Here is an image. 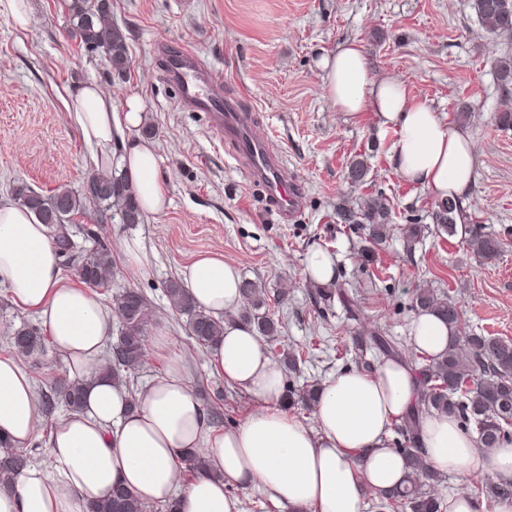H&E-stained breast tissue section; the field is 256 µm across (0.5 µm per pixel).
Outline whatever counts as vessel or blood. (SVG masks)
Returning <instances> with one entry per match:
<instances>
[{
  "instance_id": "vessel-or-blood-1",
  "label": "vessel or blood",
  "mask_w": 512,
  "mask_h": 512,
  "mask_svg": "<svg viewBox=\"0 0 512 512\" xmlns=\"http://www.w3.org/2000/svg\"><path fill=\"white\" fill-rule=\"evenodd\" d=\"M163 56L164 72L176 88L179 104L193 112L208 113L212 127L226 142L237 146L242 164L264 187L281 221H295L300 208L298 183L267 139L256 134L251 113L225 93L223 78L194 51L180 47L164 51Z\"/></svg>"
}]
</instances>
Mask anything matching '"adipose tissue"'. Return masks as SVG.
<instances>
[{"label": "adipose tissue", "mask_w": 512, "mask_h": 512, "mask_svg": "<svg viewBox=\"0 0 512 512\" xmlns=\"http://www.w3.org/2000/svg\"><path fill=\"white\" fill-rule=\"evenodd\" d=\"M320 71L336 112L351 119L373 114L379 135L391 137L390 160L406 180L441 199L466 197L475 158L464 129L409 97L396 79L375 74L360 41L323 55ZM66 110L106 170L116 136L139 130L144 119L139 97L118 108L95 84L77 88ZM121 169L141 212L160 213L168 191L152 144L129 141ZM60 262L54 231L26 209L0 202V283L17 305L39 315L67 362L68 379L85 383L82 408L58 419L50 432L52 469H24L11 490L0 491V512H86L88 503L109 497L116 485L149 504L177 501L180 512H241L229 489L253 484L292 512H361L368 495L411 477V467L391 445L417 399L418 378L406 361L387 358L371 373L352 368L331 376L320 386L316 425L306 426L282 408L279 364L252 329L230 319L244 304L238 266L220 254L200 255L180 279L199 307L227 318L223 340L209 350L211 364L261 403L241 425L216 433L190 389L183 356H168L164 373L137 397L113 382L103 362L112 309L99 294L63 276ZM457 334L423 311L411 324L408 344L438 357ZM42 423L22 354L0 358V438L24 448ZM420 439L423 458L435 471L464 477L479 469L512 480V443L479 452L455 416L425 417ZM198 448L216 473L184 481L183 459Z\"/></svg>", "instance_id": "1"}]
</instances>
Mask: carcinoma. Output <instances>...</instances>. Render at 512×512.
Masks as SVG:
<instances>
[{
    "label": "carcinoma",
    "instance_id": "obj_1",
    "mask_svg": "<svg viewBox=\"0 0 512 512\" xmlns=\"http://www.w3.org/2000/svg\"><path fill=\"white\" fill-rule=\"evenodd\" d=\"M479 21L491 32L512 33V0H472ZM70 22L77 32L82 46L88 51L104 49L110 65L117 75H122L129 66L126 44L119 29L112 28L111 0H96L87 5L86 0H72L69 5ZM369 171L363 160L349 164L347 179L350 183H362ZM14 202L30 212L41 224L57 229L60 224H70L78 214L86 212V204L95 203L99 212H117L124 224L143 223V214L136 205L134 195L123 173L116 170L105 173L91 170L82 184L73 189L66 185L58 187L52 194L43 195L25 186L14 188ZM341 218L350 224H362L366 231L364 257L374 256L375 246L385 241L394 231L389 224V210L385 203L371 201L359 212L347 210ZM434 230L455 236L466 234L465 242L472 255L483 261L496 258L501 251V242L493 233L484 231L483 225L469 223V216L459 203L445 198L435 203L431 212ZM112 267V258L104 248L86 252L73 265L75 278L89 288L103 286L100 274ZM166 295L181 314L188 317L190 336L202 348H209L224 336V319L215 318L198 307L182 284L168 281ZM243 293L251 301L252 312L243 319L254 326L259 336L274 343L280 335L281 323L273 315L262 311L268 306L264 294L251 281H243ZM414 307L418 311L430 310L448 323L458 326L463 321V312L448 296L433 288H417ZM112 309L118 312L122 322L117 340L111 344L109 372L120 378V372L137 366L145 353L147 334L152 321L148 300L135 288H127L113 298ZM11 343L27 352L43 348L45 337L35 327L23 325L12 333ZM425 362L419 390V402L400 424L399 431L405 433L404 443L396 447L424 476L413 477L409 485L396 488L383 495L375 508L388 512H443V500L424 489L422 478L439 479L434 472L424 468L422 449L417 442V424L422 415L430 413L453 414L461 422L475 423L478 431L477 448L489 452L512 441V339L483 334L459 337V344L448 349L438 358L422 356ZM318 385L304 384L288 387L284 406L308 409L317 403ZM83 389L79 382H60L52 393L44 396V407L48 415L63 407L70 411L81 408ZM32 463V457L15 451L0 438V490H8L14 475ZM191 477L206 474L211 465L202 452H194L185 460ZM473 492L493 499L512 498V482L490 481L477 478ZM87 512H149V505L126 489L117 487L106 499L88 505Z\"/></svg>",
    "mask_w": 512,
    "mask_h": 512
}]
</instances>
